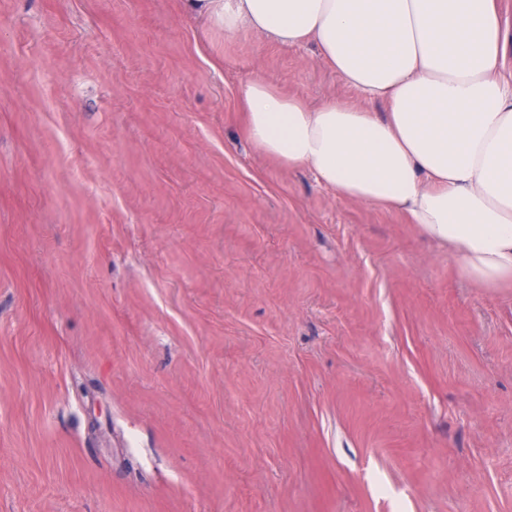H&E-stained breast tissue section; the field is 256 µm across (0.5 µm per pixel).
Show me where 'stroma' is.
<instances>
[{
    "instance_id": "stroma-1",
    "label": "stroma",
    "mask_w": 512,
    "mask_h": 512,
    "mask_svg": "<svg viewBox=\"0 0 512 512\" xmlns=\"http://www.w3.org/2000/svg\"><path fill=\"white\" fill-rule=\"evenodd\" d=\"M312 47L0 0V512H512V288L243 133Z\"/></svg>"
}]
</instances>
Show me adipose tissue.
<instances>
[{"mask_svg":"<svg viewBox=\"0 0 512 512\" xmlns=\"http://www.w3.org/2000/svg\"><path fill=\"white\" fill-rule=\"evenodd\" d=\"M499 0H183L233 37L313 46L350 92L316 107L255 77L244 135L337 196L402 213L463 277L512 288V53ZM382 111H374V104Z\"/></svg>","mask_w":512,"mask_h":512,"instance_id":"1","label":"adipose tissue"}]
</instances>
